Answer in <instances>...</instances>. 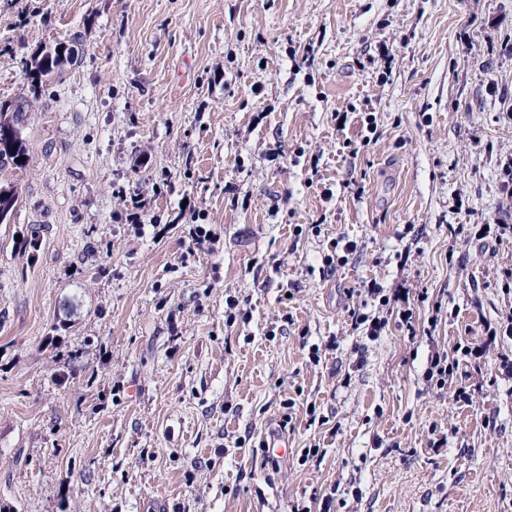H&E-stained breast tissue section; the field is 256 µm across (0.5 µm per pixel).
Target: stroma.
<instances>
[{
  "mask_svg": "<svg viewBox=\"0 0 512 512\" xmlns=\"http://www.w3.org/2000/svg\"><path fill=\"white\" fill-rule=\"evenodd\" d=\"M60 42L0 173V512H512V0H0V103ZM61 48L62 53H59ZM79 50L75 46H66L62 43L58 44L52 51L43 52L34 61V66L30 69L29 76L31 78L32 94L35 95L38 86H41L46 78L54 74H61L67 65L77 63ZM43 78H45L43 80Z\"/></svg>",
  "mask_w": 512,
  "mask_h": 512,
  "instance_id": "obj_1",
  "label": "stroma"
}]
</instances>
